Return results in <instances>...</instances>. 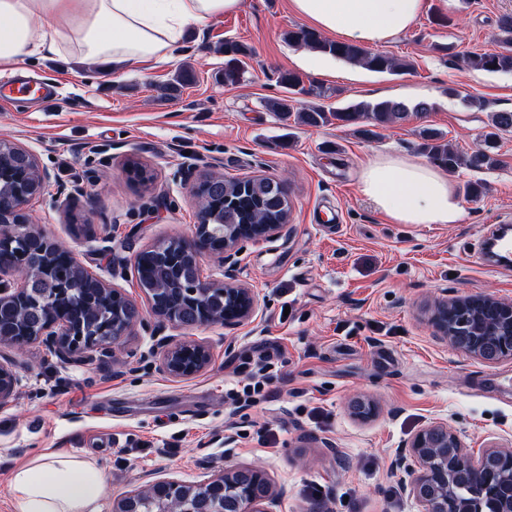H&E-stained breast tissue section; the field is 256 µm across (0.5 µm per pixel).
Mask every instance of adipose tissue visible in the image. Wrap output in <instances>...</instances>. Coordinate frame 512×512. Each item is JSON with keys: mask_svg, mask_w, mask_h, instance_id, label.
Wrapping results in <instances>:
<instances>
[{"mask_svg": "<svg viewBox=\"0 0 512 512\" xmlns=\"http://www.w3.org/2000/svg\"><path fill=\"white\" fill-rule=\"evenodd\" d=\"M241 0H0V67L15 69L41 50H73L119 68L161 57L185 26L235 11ZM313 30L363 47L407 32L424 0H289ZM358 189L398 224H457L463 207L445 169L378 154ZM106 475L95 460L50 449L10 472L12 512H100Z\"/></svg>", "mask_w": 512, "mask_h": 512, "instance_id": "ef3b65f1", "label": "adipose tissue"}]
</instances>
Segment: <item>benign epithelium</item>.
I'll return each instance as SVG.
<instances>
[{"label":"benign epithelium","mask_w":512,"mask_h":512,"mask_svg":"<svg viewBox=\"0 0 512 512\" xmlns=\"http://www.w3.org/2000/svg\"><path fill=\"white\" fill-rule=\"evenodd\" d=\"M10 161L26 169L28 178L14 191L13 207L0 211V249L12 247L18 237L33 244L50 246L67 257L73 267L82 269L73 253L65 246L50 240L34 224L25 211V204L43 192L51 175L40 169L27 150L12 146ZM195 257L215 254L221 264L233 261L239 253L238 241L225 242L221 250H212L200 242ZM8 270L13 279L0 281V301H24L35 271L24 258L14 261ZM97 290L120 300L124 313L111 320L108 338L99 340L87 335L80 323L63 314H52L37 332L23 338L0 336V344L16 350L41 341L57 350L70 362H83L95 355L110 358L120 350L137 317L134 303L104 280L94 278ZM238 305L237 315L224 319V325L237 326L249 320L257 310V299L250 288L227 285ZM430 322L437 335L456 350L489 365L512 360V299L494 294H475L438 301L431 311ZM211 360L207 346L184 341L166 349L160 361L161 369L174 378H190L204 370ZM19 379L9 360L0 361V402L13 396ZM409 455L417 459L419 470L411 474L402 488L422 507V512H512V450L490 447L475 455L463 446L456 429L448 424L427 425L407 443ZM468 477L480 491V499L467 500L455 493L459 478ZM177 484L156 481L148 485L154 492L159 512H179L181 500L169 494ZM190 491L215 503H224L225 512H270L266 503L272 489L264 470L258 467L232 469L205 484L190 487Z\"/></svg>","instance_id":"benign-epithelium-1"}]
</instances>
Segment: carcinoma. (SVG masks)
<instances>
[{
	"label": "carcinoma",
	"mask_w": 512,
	"mask_h": 512,
	"mask_svg": "<svg viewBox=\"0 0 512 512\" xmlns=\"http://www.w3.org/2000/svg\"><path fill=\"white\" fill-rule=\"evenodd\" d=\"M497 40L500 50L497 52L468 53L462 57L463 64L472 70L488 73L512 72V15H504L498 23ZM288 41L304 45L311 51L330 56L337 60L359 65L364 69L388 75L402 74L407 65L396 58L383 53L370 51L364 47L340 41H331L321 34L299 28L288 32ZM224 85L232 86L241 82L245 74L244 58L251 50L243 45L224 43ZM279 82L287 94L268 101V108L288 118L296 115L299 123L310 127H323L338 123L342 125L361 123L363 133L368 137L378 136L377 129L407 120L409 117H421L432 109L426 101H401L380 99L375 101H357L342 108L330 110L319 104L303 105L297 99L299 95L314 98L326 97L322 87L308 84L302 75L293 71H284ZM490 131L484 134V145L469 153H459L448 145L442 133L427 127L419 130L420 149L429 160L450 173L461 168L481 172L490 170L497 160L490 153V143L502 132H512V112H495L488 124ZM291 214L288 192L278 180L263 178H223L215 184L201 187V200L198 203L197 218L201 224H210L207 241L213 248L224 246V241L233 240L240 230L248 226L252 229L261 224H286ZM13 250L28 255L36 269L55 268L65 263L61 255H55L44 247L30 248L27 243L19 242ZM186 273H199L198 266L187 262L177 268L167 263L166 257L148 249L143 251L139 267V285L154 296L163 306L185 305V299L179 291L181 276ZM88 273L82 271L71 285V291L63 295L58 303L80 312L90 295ZM210 312L218 319L224 318V310L230 303V294L216 289L207 296ZM47 315L45 307H33L20 312L12 304L0 303V326L10 329L22 320L31 329L36 328ZM116 315L114 302L107 295L97 298L96 315L85 324L98 332Z\"/></svg>",
	"instance_id": "obj_1"
}]
</instances>
